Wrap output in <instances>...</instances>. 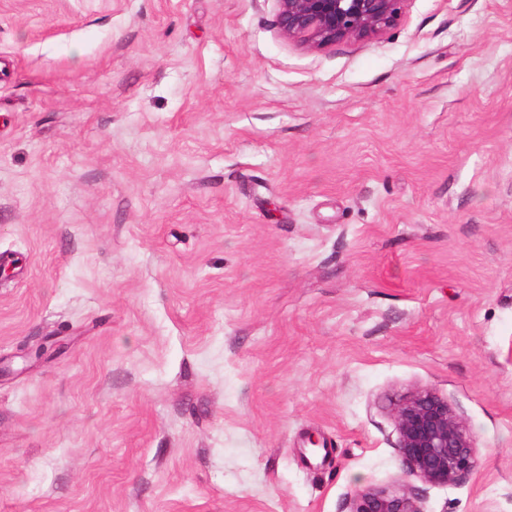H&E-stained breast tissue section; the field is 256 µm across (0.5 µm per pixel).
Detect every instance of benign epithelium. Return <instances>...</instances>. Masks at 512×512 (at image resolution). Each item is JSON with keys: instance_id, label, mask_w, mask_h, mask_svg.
<instances>
[{"instance_id": "1", "label": "benign epithelium", "mask_w": 512, "mask_h": 512, "mask_svg": "<svg viewBox=\"0 0 512 512\" xmlns=\"http://www.w3.org/2000/svg\"><path fill=\"white\" fill-rule=\"evenodd\" d=\"M280 33L313 48L377 36L401 16L407 0H277ZM397 452L408 474L431 485H449L474 465L476 439L448 403L418 388L394 404ZM350 512H422L405 488L355 491Z\"/></svg>"}]
</instances>
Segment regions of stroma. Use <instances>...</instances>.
Returning a JSON list of instances; mask_svg holds the SVG:
<instances>
[{
  "label": "stroma",
  "mask_w": 512,
  "mask_h": 512,
  "mask_svg": "<svg viewBox=\"0 0 512 512\" xmlns=\"http://www.w3.org/2000/svg\"><path fill=\"white\" fill-rule=\"evenodd\" d=\"M277 11L0 0V512H512V0ZM420 387L477 440L448 486ZM280 33L310 47L377 36L401 16L407 0H277ZM393 417L396 449L408 474L431 485H449L472 469L476 439L447 397L418 388L397 401ZM350 512H423L417 497L405 488H366L356 490Z\"/></svg>",
  "instance_id": "1"
}]
</instances>
